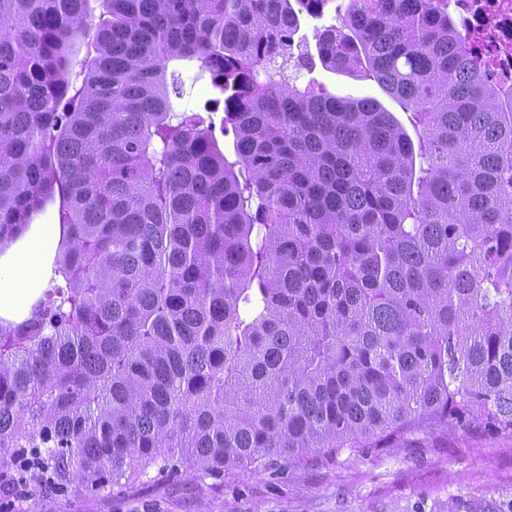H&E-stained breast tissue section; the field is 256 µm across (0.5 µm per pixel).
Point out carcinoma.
<instances>
[{
  "label": "carcinoma",
  "mask_w": 512,
  "mask_h": 512,
  "mask_svg": "<svg viewBox=\"0 0 512 512\" xmlns=\"http://www.w3.org/2000/svg\"><path fill=\"white\" fill-rule=\"evenodd\" d=\"M0 0V254L45 204L52 287L0 318V467L100 494L421 429L512 433V102L450 0ZM319 58L372 97L304 89ZM223 96L180 111L174 63ZM296 84L304 87L311 80H315L331 94L358 96L360 94L371 95L390 112H393L407 127L409 134L413 137V129L406 120V115L398 103L392 100L378 85L371 80L358 79L349 74L334 73L325 70L319 60L314 58V67L312 71L301 69L294 73ZM353 93V94H352ZM198 63H191L190 65H183V80L184 94L181 99H175L182 108L191 110L194 112H201L203 116H210L215 125V135L218 139L221 149H224L225 154H232L234 151V135L232 130L229 128V132L225 135L221 132V121L224 117L223 111V97L219 95L210 85V77L208 74L193 82L194 77L197 75ZM220 98V105L217 106L214 113H208L206 109L211 107L213 104L210 99Z\"/></svg>",
  "instance_id": "obj_1"
}]
</instances>
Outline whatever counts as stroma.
Returning a JSON list of instances; mask_svg holds the SVG:
<instances>
[{"label": "stroma", "mask_w": 512, "mask_h": 512, "mask_svg": "<svg viewBox=\"0 0 512 512\" xmlns=\"http://www.w3.org/2000/svg\"><path fill=\"white\" fill-rule=\"evenodd\" d=\"M182 108L210 112L217 93L197 64L183 66ZM332 94H367L390 112L402 109L371 80L325 70L296 72ZM0 512H512V434L479 427L422 430L393 448L341 450L276 476L238 470L221 477L199 471L153 477L149 484L99 495L0 498Z\"/></svg>", "instance_id": "1"}]
</instances>
